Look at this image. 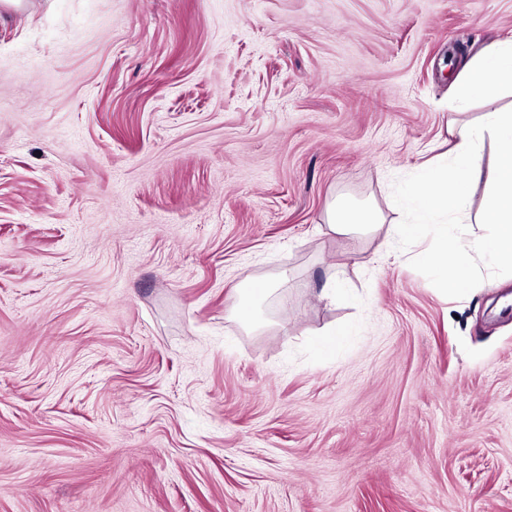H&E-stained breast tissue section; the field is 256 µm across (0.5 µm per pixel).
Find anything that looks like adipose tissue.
<instances>
[{
  "mask_svg": "<svg viewBox=\"0 0 512 512\" xmlns=\"http://www.w3.org/2000/svg\"><path fill=\"white\" fill-rule=\"evenodd\" d=\"M458 106L470 101L496 100L512 92V34L472 58L454 77ZM447 164L423 163L419 179L408 186L405 202L415 221L397 232L420 249L418 257L437 275L441 288L455 290L470 282L477 264L512 271V108L485 113L479 122H463L453 130ZM492 143L495 161L484 169L482 150ZM490 188L480 204L478 226L459 228L456 219L472 190L481 181ZM381 215L371 206L354 212L332 204L326 229L338 236L363 235L377 230ZM429 249H421L424 239Z\"/></svg>",
  "mask_w": 512,
  "mask_h": 512,
  "instance_id": "adipose-tissue-1",
  "label": "adipose tissue"
}]
</instances>
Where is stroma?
Returning <instances> with one entry per match:
<instances>
[{"label": "stroma", "mask_w": 512, "mask_h": 512, "mask_svg": "<svg viewBox=\"0 0 512 512\" xmlns=\"http://www.w3.org/2000/svg\"><path fill=\"white\" fill-rule=\"evenodd\" d=\"M509 31L512 0L0 12V512H512V277L448 294L389 235ZM335 200L381 228L322 234ZM246 290V299L238 309L239 317L245 323H252L256 307L267 300L276 289L267 280H259L251 283Z\"/></svg>", "instance_id": "35a3bbf8"}]
</instances>
